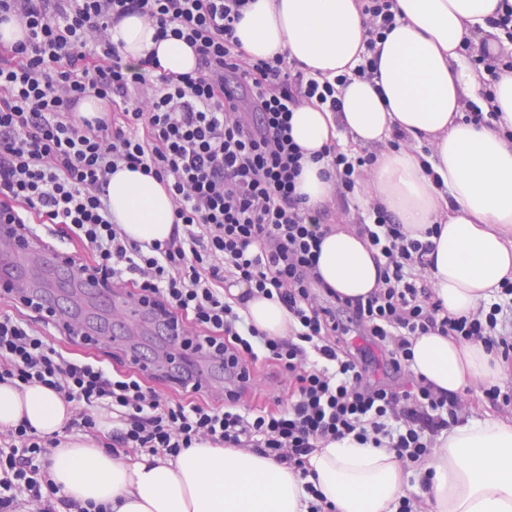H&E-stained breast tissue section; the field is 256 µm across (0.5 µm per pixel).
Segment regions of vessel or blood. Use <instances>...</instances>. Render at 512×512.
<instances>
[{"mask_svg":"<svg viewBox=\"0 0 512 512\" xmlns=\"http://www.w3.org/2000/svg\"><path fill=\"white\" fill-rule=\"evenodd\" d=\"M29 292L64 321L105 339L127 362L150 376L214 394L223 391L224 368L204 356L188 357L171 328L122 288L73 273L60 249L35 246L0 230V295Z\"/></svg>","mask_w":512,"mask_h":512,"instance_id":"b4317fda","label":"vessel or blood"}]
</instances>
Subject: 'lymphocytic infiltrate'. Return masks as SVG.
Instances as JSON below:
<instances>
[{
    "instance_id": "f902f5d3",
    "label": "lymphocytic infiltrate",
    "mask_w": 512,
    "mask_h": 512,
    "mask_svg": "<svg viewBox=\"0 0 512 512\" xmlns=\"http://www.w3.org/2000/svg\"><path fill=\"white\" fill-rule=\"evenodd\" d=\"M250 0H0V23L22 40L0 42V224L39 241L38 225L81 245L88 278L131 286L135 301L172 321L184 349L219 359L237 378L219 404L193 388L172 396L133 371L109 370L89 355L64 356L44 333L53 321L30 299L0 312V382L40 384L72 405L70 426L106 447L177 457L208 441L247 448L288 464L309 483L306 457L348 436L393 449L403 465L429 454L435 436L457 422L459 394L425 380L405 389L372 378L348 347L350 332L375 346L394 373H408L411 339L436 332L483 343L512 357L503 307L479 305L449 315L426 283L432 242L411 238L387 211L370 205L356 229L377 253V286L364 299L342 300L328 288L317 256L330 232L328 209H311L297 191L303 153L290 135L293 112L306 103L341 109L345 76L319 80L287 68L283 57L244 60L236 26ZM366 53L360 77L373 78L378 40L396 21L394 0H362ZM140 15L195 49L194 73L161 72L156 56L126 64L111 41L121 19ZM481 95L494 96L512 53L465 39ZM110 101L111 113L88 118L87 95ZM340 199L355 196L372 154L325 152ZM132 166L167 189L173 228L165 241L139 243L115 224L108 199L112 174ZM239 286L234 302L225 288ZM257 296L277 299L290 332L272 337L246 321ZM288 376L277 410L242 404L258 362ZM102 409L120 424L101 432ZM58 436H41L20 420L0 432V512H109L105 505L60 495L49 475Z\"/></svg>"
}]
</instances>
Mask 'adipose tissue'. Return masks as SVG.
I'll use <instances>...</instances> for the list:
<instances>
[{
  "label": "adipose tissue",
  "mask_w": 512,
  "mask_h": 512,
  "mask_svg": "<svg viewBox=\"0 0 512 512\" xmlns=\"http://www.w3.org/2000/svg\"><path fill=\"white\" fill-rule=\"evenodd\" d=\"M400 19L378 43V76L353 69L365 50L366 18L360 0H253L236 34L250 58L279 54L314 77L350 75L340 90L343 109L315 105L295 110L292 137L306 158L298 190L308 206L329 204L334 193L322 154L343 141L352 150L382 145L366 184L368 201L381 203L412 238L430 237L435 297L452 315L489 302L512 282V140L465 121L463 97L479 86L458 51L484 25L499 0H395ZM145 17L123 19L112 42L139 65L157 53L166 73L194 72L196 55L184 41H155ZM434 143L427 163L388 145L394 131ZM442 186H435L433 176ZM111 211L128 236L165 240L172 204L165 187L121 168L108 186ZM324 282L345 299L376 286L372 251L355 227L336 228L318 263ZM247 319L271 336L289 331L278 300L257 297ZM410 370L446 393L505 378L502 362L479 342L428 333L412 337ZM71 406L41 385L0 384V427L28 418L39 434H61L52 450L50 477L61 494L112 512H309L303 479L273 458L241 448L199 443L179 456L115 455L79 435L64 433ZM323 512H396L407 476L395 452L352 438L316 449L306 460ZM426 483L421 512H512V424L467 420L440 435L420 464Z\"/></svg>",
  "instance_id": "1"
}]
</instances>
